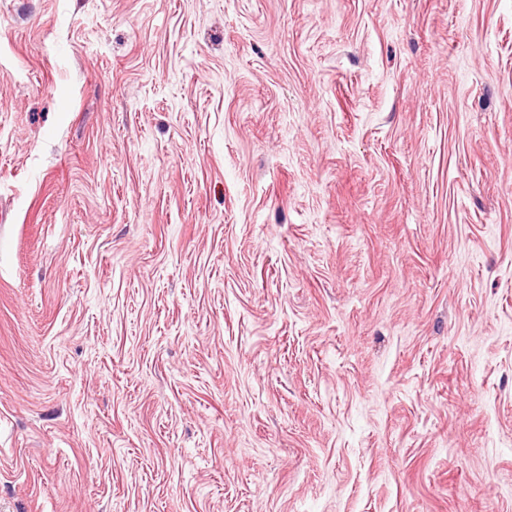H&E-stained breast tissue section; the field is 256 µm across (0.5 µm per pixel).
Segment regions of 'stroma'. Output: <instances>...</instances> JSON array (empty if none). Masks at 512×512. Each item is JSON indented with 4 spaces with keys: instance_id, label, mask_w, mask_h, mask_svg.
Segmentation results:
<instances>
[{
    "instance_id": "1",
    "label": "stroma",
    "mask_w": 512,
    "mask_h": 512,
    "mask_svg": "<svg viewBox=\"0 0 512 512\" xmlns=\"http://www.w3.org/2000/svg\"><path fill=\"white\" fill-rule=\"evenodd\" d=\"M0 512H512V0H0Z\"/></svg>"
}]
</instances>
